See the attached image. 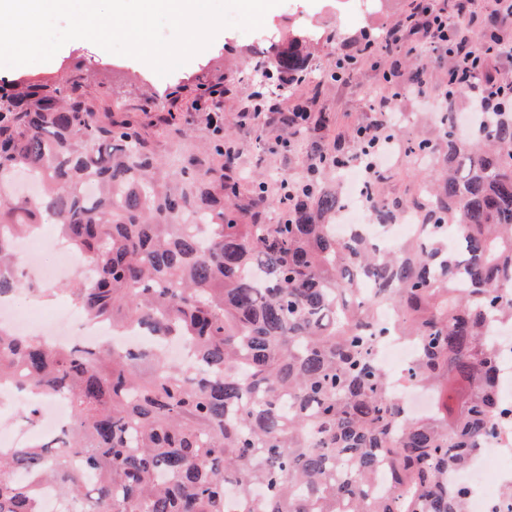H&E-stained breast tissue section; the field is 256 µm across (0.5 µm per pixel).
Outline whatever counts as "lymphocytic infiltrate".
Returning a JSON list of instances; mask_svg holds the SVG:
<instances>
[{
	"label": "lymphocytic infiltrate",
	"mask_w": 512,
	"mask_h": 512,
	"mask_svg": "<svg viewBox=\"0 0 512 512\" xmlns=\"http://www.w3.org/2000/svg\"><path fill=\"white\" fill-rule=\"evenodd\" d=\"M384 50L410 55L445 51L454 55L455 63L448 71L449 87L467 92L470 105L483 106L489 112L501 111L504 88L489 71L491 63L506 52V42L499 31L476 46L446 11L427 7L406 15L383 33L367 35L361 53L368 56ZM378 109V117L358 130L357 149L345 159L346 168L368 177L384 170L392 151L388 128L394 123L396 112L390 98L381 99Z\"/></svg>",
	"instance_id": "1"
}]
</instances>
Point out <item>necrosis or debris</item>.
<instances>
[{
  "mask_svg": "<svg viewBox=\"0 0 512 512\" xmlns=\"http://www.w3.org/2000/svg\"><path fill=\"white\" fill-rule=\"evenodd\" d=\"M344 194L346 205L337 216V236H348L355 224L362 225L365 234L376 241L393 242L415 234V217L409 212L398 216L389 230H381L373 208L363 195L362 183L348 184ZM15 248L22 258L19 274L29 285L70 283L84 272L83 267L72 265L63 243L54 245L61 264L52 272L41 271L36 266L37 251L29 239H18ZM28 301L33 308L49 310L44 335L46 341L57 347H99L111 343L115 348L126 351L140 352L144 349L148 336L145 330L129 329L114 334L108 326L80 319L68 308L50 309L48 299L42 295H29ZM416 356L415 344L395 336L385 337L375 351L378 364L393 374L394 391L409 414L421 417L432 412L434 396L430 391L409 385L404 380L406 370ZM0 401L12 406L11 418L0 420L1 445H20L33 440L54 444L70 426L72 404L64 389L59 388L41 396L17 385L7 384L0 387ZM511 456L512 420L506 418L498 422L494 437L482 440L470 465L451 477L453 483L466 485L469 489L467 512H501L505 502L504 492L512 487V473L501 472L499 485L493 487L487 480V472L492 460L504 462Z\"/></svg>",
  "mask_w": 512,
  "mask_h": 512,
  "instance_id": "necrosis-or-debris-1",
  "label": "necrosis or debris"
}]
</instances>
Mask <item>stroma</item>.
I'll list each match as a JSON object with an SVG mask.
<instances>
[{
  "mask_svg": "<svg viewBox=\"0 0 512 512\" xmlns=\"http://www.w3.org/2000/svg\"><path fill=\"white\" fill-rule=\"evenodd\" d=\"M419 4L459 16L462 28L473 34L480 29L479 17L493 13L496 0H385L382 9L370 7L340 19L334 17L327 0H283L265 14L261 28L249 32L236 27L224 28L209 47L163 77L141 60L106 52L87 40L66 43L47 62L0 67V77L56 78L83 69L91 87L108 90L113 104L136 118L149 133L162 161L172 169L178 168L185 152L210 146L213 132L201 111L180 112L169 123H159L157 93L175 95L202 77L224 80L227 90L220 107L225 129L243 149L240 169L248 174L263 171L281 178L301 179L307 174L303 162L307 145L320 147L334 143L343 151L352 152L355 129L374 117L372 105L385 89L384 73H391L398 92L395 104L406 116L396 126V138L407 146L424 132L425 113L438 111L448 90L446 74L454 63L452 57L442 54L417 60L395 52L384 53L379 68L358 65L340 82L324 77L339 50L356 52L364 31L381 30ZM292 25L318 29L325 35L313 49L310 75L294 89L295 95L310 101L313 111L320 114L317 129L302 140L294 138L291 129L278 124L268 129L256 128L240 114L243 102L254 90L249 74L253 59L266 46L270 34H283ZM339 29L346 34L342 46L336 45L333 39ZM420 66L425 68L429 83V96L424 101L411 91L413 73ZM421 175L412 158L403 154L383 171L377 189L386 198L406 197L413 193Z\"/></svg>",
  "mask_w": 512,
  "mask_h": 512,
  "instance_id": "stroma-1",
  "label": "stroma"
}]
</instances>
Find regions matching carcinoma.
Masks as SVG:
<instances>
[{
  "label": "carcinoma",
  "instance_id": "obj_1",
  "mask_svg": "<svg viewBox=\"0 0 512 512\" xmlns=\"http://www.w3.org/2000/svg\"><path fill=\"white\" fill-rule=\"evenodd\" d=\"M317 36L270 45L262 77L304 81ZM197 90L159 105L224 97L221 83ZM405 152L435 158L434 173L397 201L366 180L379 212L417 220L414 239L381 249L336 237L332 180L266 224L265 179L245 185L203 151L167 172L137 121L99 107L83 78L0 81V296L20 288L16 238L51 224L92 268L63 288L82 314L157 342L148 357L60 349L0 327V384L20 370L37 392L67 388L73 409L67 455L0 447V512H40L47 482L61 512H466L468 489L448 490V474L512 417L490 330L512 322V112L478 113L471 136L440 112L435 136ZM25 178L42 184L36 197L16 193ZM384 304L418 346L406 378L435 393L429 415L407 416L374 359ZM169 342L197 365L166 361Z\"/></svg>",
  "mask_w": 512,
  "mask_h": 512
}]
</instances>
